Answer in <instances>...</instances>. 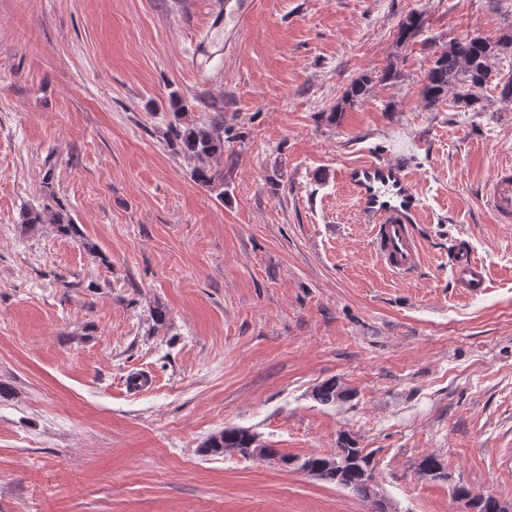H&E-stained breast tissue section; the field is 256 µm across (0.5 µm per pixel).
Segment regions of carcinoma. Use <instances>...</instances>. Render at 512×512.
I'll return each instance as SVG.
<instances>
[{"instance_id":"obj_1","label":"carcinoma","mask_w":512,"mask_h":512,"mask_svg":"<svg viewBox=\"0 0 512 512\" xmlns=\"http://www.w3.org/2000/svg\"><path fill=\"white\" fill-rule=\"evenodd\" d=\"M423 18L416 10H410L397 27V42L406 44L422 32ZM512 53V31H507L493 39L480 35L463 36L448 43L435 57L434 64L425 73L420 90L424 106L432 109L448 96L455 94L454 101L459 107L471 111L481 109L482 90L491 79V61ZM372 79L364 77L350 83L344 90L341 102L333 108L341 112L345 106H353L364 99L369 92ZM173 139L180 152L198 158H210L224 153V115L218 113L201 126L187 124L185 130L173 128ZM194 180L208 187L224 186V170L201 167L195 170ZM22 224L34 228L40 224H53L57 232L70 236L78 234L60 203H46L40 209H29L23 215ZM315 399L323 405L336 403L345 397L336 381L327 380L314 392ZM206 451L220 455H238L252 459L263 455L269 461H280L285 465L297 464V468L312 473V476L329 484L348 488L364 499L376 494L372 484V453L356 448L348 443L341 444L331 453L322 456H310L299 462L280 455L278 449L259 443L257 436L243 427L226 428L210 437L204 444ZM420 475L443 479V465L434 456L425 457L419 467ZM458 497H469L477 505V512H497L499 498L472 493L464 486L454 490Z\"/></svg>"}]
</instances>
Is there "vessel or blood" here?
<instances>
[{"instance_id": "1", "label": "vessel or blood", "mask_w": 512, "mask_h": 512, "mask_svg": "<svg viewBox=\"0 0 512 512\" xmlns=\"http://www.w3.org/2000/svg\"><path fill=\"white\" fill-rule=\"evenodd\" d=\"M343 178L356 198L365 221L372 226V247L390 272L409 276L421 265L422 203L411 174L401 165L361 160L345 169ZM494 219L512 222V166L495 172L489 186ZM448 268L455 288L467 294L482 293L487 272L465 241H457Z\"/></svg>"}]
</instances>
